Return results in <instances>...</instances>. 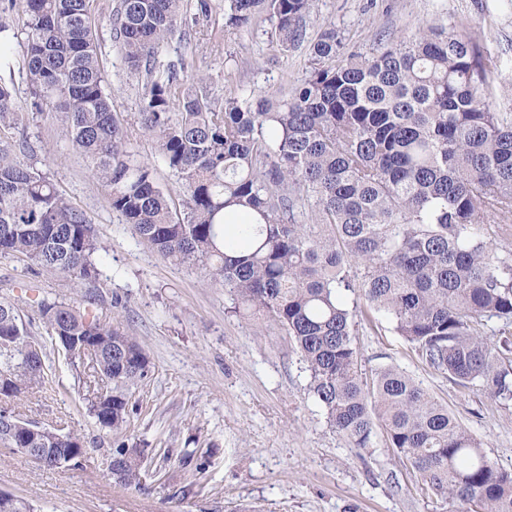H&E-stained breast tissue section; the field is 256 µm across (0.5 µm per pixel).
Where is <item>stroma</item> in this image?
Masks as SVG:
<instances>
[{"mask_svg": "<svg viewBox=\"0 0 512 512\" xmlns=\"http://www.w3.org/2000/svg\"><path fill=\"white\" fill-rule=\"evenodd\" d=\"M212 2L211 17L187 18L185 35L174 37L157 63L180 58L188 74L209 73L215 101L234 85L258 97L281 96L285 84L305 77L308 43L330 25L346 50L368 52L434 19H467L498 58L505 87L496 105L512 112V0H314L307 44L285 54L271 43V23L225 30L224 0ZM89 9L114 108L130 122L131 152L178 194L155 144L132 123L142 83L113 46L112 0H89ZM12 47L0 80L24 108L20 130L33 149L30 161L84 212L101 248L94 256L99 277L90 285L0 257V300L13 304L31 334L46 343L50 380L47 389L0 400V410L79 434L86 448L79 465L47 468L0 445V492L27 499L35 512H450V504L421 494L383 431H376L372 447L360 449L330 429L308 390L305 364L283 331L233 313L230 295L206 285L197 266L170 262L137 242L89 160L72 148L63 123L30 110L24 47L18 41ZM43 302L92 307L100 319L122 322L148 353L152 369L134 396L142 410L127 443L151 457L168 450L170 460L142 488L115 484L107 467L114 437L86 409L99 384L88 364L71 365L49 345L39 316ZM346 303L355 310L363 369L391 364L411 374L482 442L491 460L512 471V402L434 373L388 320L369 324L356 296L347 295ZM208 446L215 454L198 494L181 460Z\"/></svg>", "mask_w": 512, "mask_h": 512, "instance_id": "1", "label": "stroma"}]
</instances>
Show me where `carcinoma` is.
I'll list each match as a JSON object with an SVG mask.
<instances>
[{
	"label": "carcinoma",
	"instance_id": "cac0c4a2",
	"mask_svg": "<svg viewBox=\"0 0 512 512\" xmlns=\"http://www.w3.org/2000/svg\"><path fill=\"white\" fill-rule=\"evenodd\" d=\"M21 30L0 16V65L24 35L31 106L58 115L92 164L112 209L164 259L194 264L224 287L234 310L260 313L290 336L309 371V392L329 426L355 448L386 434L419 490L461 512H512V472L448 407L394 366L362 372L351 293L388 319L418 357L456 385L512 401V113L497 111V58L474 28L431 25L368 53L344 50L326 28L309 47V74L272 103L242 90L215 104L208 76L184 79L183 60L157 69L182 25L184 0H115L113 41L143 77L135 123L151 138L183 194L170 203L154 168L133 157L126 125L104 87L89 0H9ZM313 0H224V27L268 20L279 51L305 41ZM0 83V130L20 125ZM23 137H0V256L93 282L97 237L49 176L20 159ZM228 212L245 221L224 223ZM40 316L70 363L88 342L105 390L89 414L119 442L108 457L116 483L139 487L145 454L122 437L148 377L146 352L119 323L88 308L43 303ZM499 326L485 332L486 322ZM0 379L6 396L41 390L44 358L0 302ZM81 438L22 419L0 421L6 448H64ZM211 452L182 465L206 471ZM0 512H34L22 497Z\"/></svg>",
	"mask_w": 512,
	"mask_h": 512
}]
</instances>
